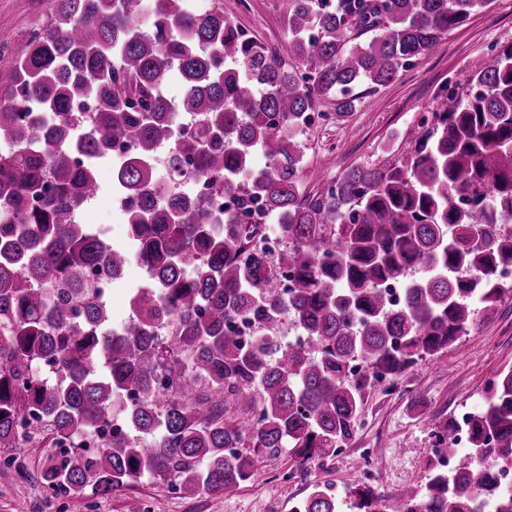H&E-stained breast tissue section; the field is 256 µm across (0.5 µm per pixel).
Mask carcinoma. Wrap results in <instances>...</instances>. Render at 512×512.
Wrapping results in <instances>:
<instances>
[{"instance_id":"obj_1","label":"carcinoma","mask_w":512,"mask_h":512,"mask_svg":"<svg viewBox=\"0 0 512 512\" xmlns=\"http://www.w3.org/2000/svg\"><path fill=\"white\" fill-rule=\"evenodd\" d=\"M53 2L43 27L0 48V142L13 147L0 154V448L16 458L45 433L59 449L41 472L50 488L107 494L148 477L194 496L239 486L254 458L285 449L305 467L353 437L367 390L512 292V45L467 92L442 96L403 162L298 189L300 124L321 99L351 111L358 85L391 81L491 0H294L286 61L243 40L224 0L203 13L153 0L148 15L140 0ZM174 74L177 102L157 93ZM78 97L93 111L71 112ZM175 112L196 115V129L177 131ZM162 144L171 185L208 179L244 213L262 200L283 249L248 245L230 210L164 194L149 173ZM126 146L114 186L128 244L116 245L76 215L98 189L97 162ZM134 253L148 281L114 327L90 274L118 280ZM391 282L405 292L397 308L382 293ZM235 318L256 327L251 346L224 331ZM165 322L168 344L154 336ZM274 322L302 339L284 341ZM114 415L124 430L103 450L74 447ZM468 426L456 470H430L420 491L359 488L353 508L512 512L497 479L512 464V369ZM455 429L436 424L441 447ZM299 512L340 505L317 486Z\"/></svg>"}]
</instances>
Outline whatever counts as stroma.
Listing matches in <instances>:
<instances>
[{
  "mask_svg": "<svg viewBox=\"0 0 512 512\" xmlns=\"http://www.w3.org/2000/svg\"><path fill=\"white\" fill-rule=\"evenodd\" d=\"M50 4L0 0V44L23 41L32 27L45 21ZM291 6L292 0H224V14L258 42L284 54ZM510 44L512 0H492L450 30L429 57L415 61L391 82L359 85L352 111L337 114L334 100H321L319 109L330 118L303 137L300 192L320 193L356 167L403 161L420 130V118L435 112L443 90L465 91L472 73ZM96 178L101 192L83 207L81 221L99 229L107 241L124 242L126 224L112 191L110 162L97 164ZM510 368L512 294H507L488 319L472 325L447 349L368 390L351 440L309 468H299L284 452L256 461L251 478L224 493L186 497L145 477L117 493L88 488L54 497L39 477L56 450L40 434L16 460L18 475L0 484V512H126L131 497L145 512H294L317 483L337 492L341 512H355L351 487L367 485L384 496L403 486L424 487L435 425L474 410L489 381Z\"/></svg>",
  "mask_w": 512,
  "mask_h": 512,
  "instance_id": "stroma-1",
  "label": "stroma"
}]
</instances>
